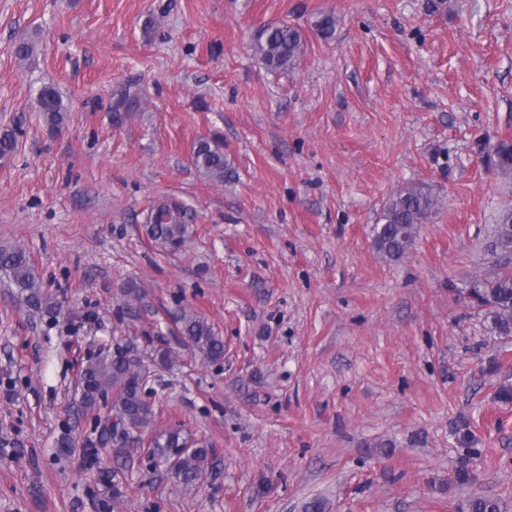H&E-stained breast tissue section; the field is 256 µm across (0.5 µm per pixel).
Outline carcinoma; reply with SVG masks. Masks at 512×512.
<instances>
[{
    "label": "carcinoma",
    "mask_w": 512,
    "mask_h": 512,
    "mask_svg": "<svg viewBox=\"0 0 512 512\" xmlns=\"http://www.w3.org/2000/svg\"><path fill=\"white\" fill-rule=\"evenodd\" d=\"M310 29L318 37L327 39L336 30L333 14L320 13L311 21ZM305 38L301 30L285 23L273 22L260 28L254 44L255 54L269 70L286 71L296 65L303 53ZM142 106V94L134 84H128L113 94L109 103L112 122L121 126L130 120ZM36 108L43 122L52 130L65 123L66 107L58 89L43 85L36 98ZM493 169L503 175L512 174V141H498L490 154ZM191 162L195 169L209 180L222 183L227 169L224 143L217 137H201L192 146ZM439 203L433 188L424 183L411 184L399 189L388 201L377 224L373 225V242L379 252L397 260L414 245L418 225L430 218ZM149 213L155 223L146 225L150 240L163 251H174L191 236L193 228L183 206L165 199L154 203ZM490 252L512 253V206L500 210L491 229ZM0 272L11 283L26 292L31 306L40 309L46 304L36 279L29 255L19 247L0 248ZM124 302L129 311L143 299L142 288L127 284L122 288ZM468 294L479 306L486 307L494 333L512 336V272L473 281ZM177 330L191 346L206 359L216 361L224 357V341L214 334L211 326L188 307L172 315ZM137 345L126 340L114 350L89 357L80 370V403L87 409L112 400V413L116 424L130 431L143 430L152 435L150 455L157 464L169 463L176 478L184 485L194 483L205 465L214 457L213 449L202 444L181 453L187 439L178 429L155 427L153 403L142 385L146 368L139 360L129 357ZM468 512H501L497 499L477 497L468 503Z\"/></svg>",
    "instance_id": "1"
}]
</instances>
